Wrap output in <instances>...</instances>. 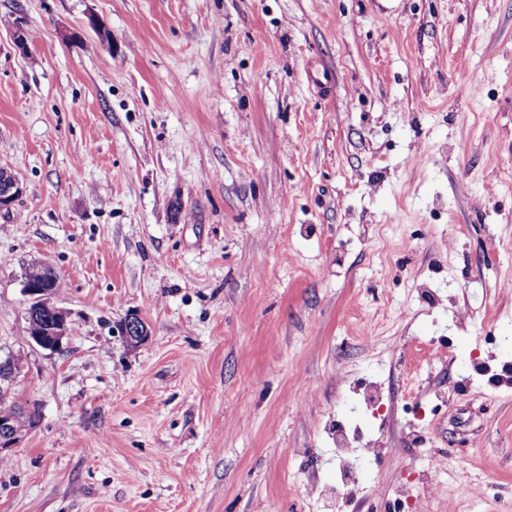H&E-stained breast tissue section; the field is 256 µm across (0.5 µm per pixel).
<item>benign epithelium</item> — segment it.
I'll return each instance as SVG.
<instances>
[{
    "instance_id": "7a95c632",
    "label": "benign epithelium",
    "mask_w": 512,
    "mask_h": 512,
    "mask_svg": "<svg viewBox=\"0 0 512 512\" xmlns=\"http://www.w3.org/2000/svg\"><path fill=\"white\" fill-rule=\"evenodd\" d=\"M21 193L15 176L0 168V211H7ZM43 276L35 280L23 274L22 292L27 297L26 320L30 344L55 352L61 349L63 339L71 332L69 314L57 307L53 297L58 289V275L53 267L43 264ZM121 335L131 347L143 344L149 338L146 323L136 314L120 325ZM18 371V363L11 357L0 358V397H7ZM27 432L15 429L11 423L0 420V455L5 456Z\"/></svg>"
}]
</instances>
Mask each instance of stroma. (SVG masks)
<instances>
[{"label":"stroma","mask_w":512,"mask_h":512,"mask_svg":"<svg viewBox=\"0 0 512 512\" xmlns=\"http://www.w3.org/2000/svg\"><path fill=\"white\" fill-rule=\"evenodd\" d=\"M0 167V512H512V0H0ZM20 193L15 176L7 169L0 168V211H8ZM43 276L34 280L27 269L23 274L22 292L27 297L26 320L30 344L55 352L61 349L63 339L71 332L69 314L57 307L53 297L58 289V275L46 263ZM120 331L125 342L131 347H137L149 338L147 325L137 314H131L126 318L120 325ZM15 408H19L16 404H8L0 402L1 419H13L16 427L20 430L24 429L29 423V418L23 414H15ZM0 419V455L6 456L7 453L13 448L25 435L36 428L39 419L32 417V424L26 431L15 429L11 423L3 422Z\"/></svg>","instance_id":"1"}]
</instances>
